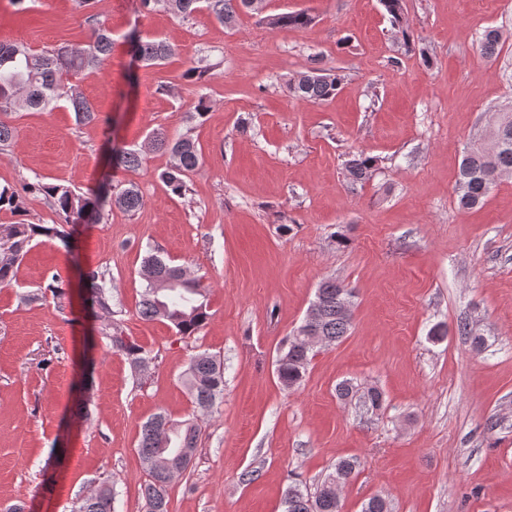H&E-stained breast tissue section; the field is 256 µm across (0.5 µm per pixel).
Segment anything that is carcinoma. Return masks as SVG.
Instances as JSON below:
<instances>
[{"label":"carcinoma","instance_id":"obj_1","mask_svg":"<svg viewBox=\"0 0 512 512\" xmlns=\"http://www.w3.org/2000/svg\"><path fill=\"white\" fill-rule=\"evenodd\" d=\"M247 0H140V8L151 12L162 8L182 18L205 8L215 19L230 25ZM393 25L404 42H409V25L403 13L402 0H381ZM312 17L304 12L284 13L271 19L279 28H304ZM136 59L147 66L157 65L175 53L170 43L157 38L128 36ZM502 32L487 28L479 36V48L487 58H496L500 52ZM112 55V31L102 25L90 24L86 39L67 42L57 48L34 52L21 43L0 42V112L14 109L52 110L59 102L66 103L74 112L75 121L90 124L101 121L93 104L77 93L69 83L72 75L100 69ZM321 60L313 58V66L285 83L288 96L313 103L326 101L340 89L341 78L331 68L320 66ZM487 143L472 145L463 155L458 179V203L463 209H473L484 204L493 184L501 173L512 172V109L496 116L486 136ZM152 147L168 153L173 163L160 175V179L177 196L187 191L190 176L202 165V156L189 137L173 140L158 133L152 136ZM116 166L137 168L144 156L134 148H117L113 155ZM378 171V160L364 152L349 155L345 162L346 178L351 183H365ZM45 194L60 218L52 225L1 224L0 284L8 285L15 278V263L37 237L60 240L69 247L68 224L86 221L98 222L104 208L117 200L126 211L133 212L143 203L137 187H120L112 192L101 184L78 193L61 184L48 185L39 180L25 182L21 188L0 186V210H18L27 195ZM144 288L137 314L148 321L164 319L170 322L182 337L195 335L209 316V289L199 280L185 276V269L172 265L164 258L150 254L141 266ZM174 282L171 288H157L151 275ZM85 288L98 309L112 313V295L106 286L105 273L89 267L83 274ZM354 299L353 289L345 288L334 279L318 285L314 304L320 306L322 319L319 335L325 343L334 344L349 334L352 327V309H344V298ZM301 324L296 333L287 337L276 359V373L280 382L289 387L300 385L313 358V347L304 342L298 333L306 329ZM106 345L124 354L133 367L147 360L146 352L136 341L124 336L119 329L107 324L103 332ZM184 384L198 408H212L224 396V363L208 353L194 356L185 372ZM342 399L356 397L362 406L377 409L382 406L383 393L371 386L364 390L348 380L336 385ZM198 443L195 424L188 420L176 421L165 413H157L142 423L137 445L138 454L148 473L149 480L141 489L144 512H167L166 489L171 482L167 463L170 459L194 456ZM356 462L343 459L336 463L313 490L293 481L284 495V512H341L336 485L348 484L355 475ZM114 492L112 484L102 483L96 491L85 496L74 512H112Z\"/></svg>","mask_w":512,"mask_h":512}]
</instances>
